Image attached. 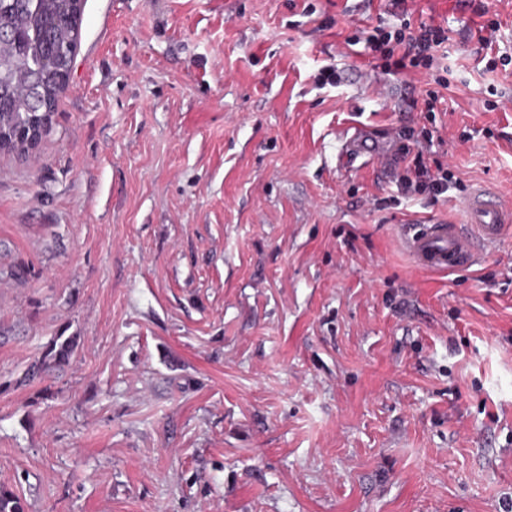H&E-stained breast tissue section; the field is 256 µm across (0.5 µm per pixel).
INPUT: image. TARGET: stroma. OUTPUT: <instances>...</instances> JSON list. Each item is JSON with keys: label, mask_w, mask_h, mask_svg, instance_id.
<instances>
[{"label": "stroma", "mask_w": 512, "mask_h": 512, "mask_svg": "<svg viewBox=\"0 0 512 512\" xmlns=\"http://www.w3.org/2000/svg\"><path fill=\"white\" fill-rule=\"evenodd\" d=\"M407 7L448 30L431 119L429 75L346 43L386 0H85L35 155L0 154V485L28 512H507L512 229L452 272L404 235L479 190L512 210V68L461 0ZM429 125L439 197L340 163L347 128L397 153ZM63 330L69 366L18 385ZM495 17H497L496 13L483 20L480 32L484 34H481L480 42L483 48L491 51L488 58V69L494 71L500 66L505 71L507 66L511 67L512 65V56H509L507 53L493 54V45L498 40V33L501 28V23Z\"/></svg>", "instance_id": "stroma-1"}]
</instances>
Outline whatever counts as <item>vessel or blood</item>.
<instances>
[{
	"instance_id": "vessel-or-blood-1",
	"label": "vessel or blood",
	"mask_w": 512,
	"mask_h": 512,
	"mask_svg": "<svg viewBox=\"0 0 512 512\" xmlns=\"http://www.w3.org/2000/svg\"><path fill=\"white\" fill-rule=\"evenodd\" d=\"M465 214V225L431 222L406 239V247L418 265L451 271L472 264L475 243H495L512 225V212L483 191L467 199Z\"/></svg>"
}]
</instances>
